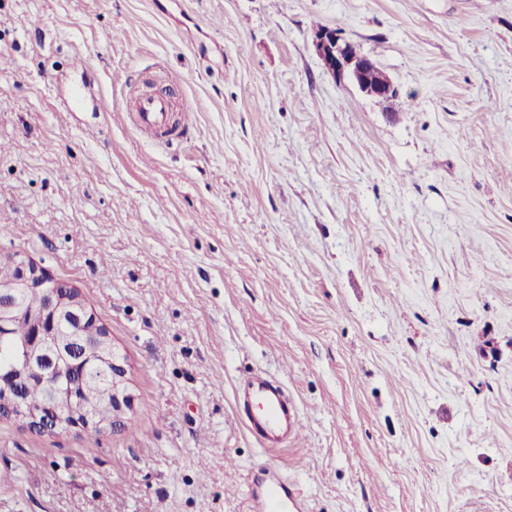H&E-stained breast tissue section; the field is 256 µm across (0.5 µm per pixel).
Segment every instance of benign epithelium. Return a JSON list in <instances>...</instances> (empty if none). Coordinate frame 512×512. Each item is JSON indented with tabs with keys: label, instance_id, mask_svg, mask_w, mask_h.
<instances>
[{
	"label": "benign epithelium",
	"instance_id": "7a95c632",
	"mask_svg": "<svg viewBox=\"0 0 512 512\" xmlns=\"http://www.w3.org/2000/svg\"><path fill=\"white\" fill-rule=\"evenodd\" d=\"M313 47L324 69L338 80H350L377 101L398 95V89L377 63L343 41L336 29L317 28ZM11 262L18 266V273L10 283L0 284V336L12 335L20 317L15 295L33 294L37 303L27 315L29 336L21 345L20 375L0 374V413L23 420L30 429L54 432L64 425L61 410L71 401V395L58 382L48 381L63 361L81 363L94 356L110 366L114 376L124 374V367L106 350L93 349L101 340L96 330L99 322L81 298L64 296L69 287L34 263L18 256ZM23 383L42 387L43 398L29 401L21 388Z\"/></svg>",
	"mask_w": 512,
	"mask_h": 512
}]
</instances>
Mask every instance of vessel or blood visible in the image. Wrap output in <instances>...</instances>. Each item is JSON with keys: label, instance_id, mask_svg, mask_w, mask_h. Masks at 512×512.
<instances>
[{"label": "vessel or blood", "instance_id": "vessel-or-blood-1", "mask_svg": "<svg viewBox=\"0 0 512 512\" xmlns=\"http://www.w3.org/2000/svg\"><path fill=\"white\" fill-rule=\"evenodd\" d=\"M173 102L160 94L134 99L135 127L141 131H160L167 127ZM245 395L239 414L249 432L262 448H275L284 442V434L295 431L299 411L283 385L274 379L255 378L243 388ZM262 512H301L303 500L292 484L284 483L274 471H267Z\"/></svg>", "mask_w": 512, "mask_h": 512}]
</instances>
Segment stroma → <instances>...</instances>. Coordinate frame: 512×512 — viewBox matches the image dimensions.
<instances>
[{"label": "stroma", "instance_id": "obj_1", "mask_svg": "<svg viewBox=\"0 0 512 512\" xmlns=\"http://www.w3.org/2000/svg\"><path fill=\"white\" fill-rule=\"evenodd\" d=\"M153 82L170 143L123 110ZM0 224L127 367L110 430L0 418V512H259L267 467L304 512H512V0H0ZM313 47L324 69L340 82L350 80L361 92L377 101L398 95V89L377 63L343 41L336 28H317ZM245 401L239 414L261 449L281 446L284 428L291 435L299 423V411L283 385L275 379L253 378L243 387Z\"/></svg>", "mask_w": 512, "mask_h": 512}]
</instances>
